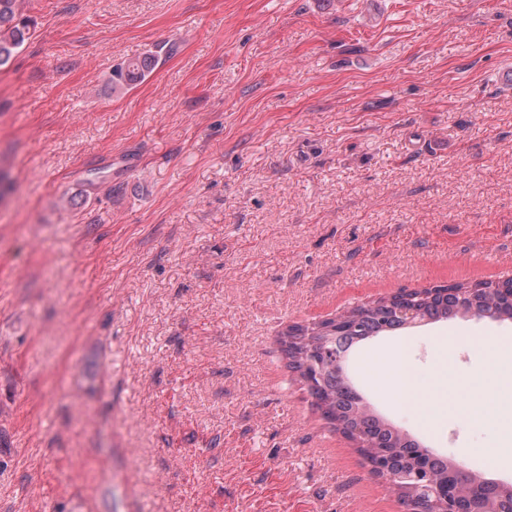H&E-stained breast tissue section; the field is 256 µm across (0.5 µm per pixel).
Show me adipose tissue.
Wrapping results in <instances>:
<instances>
[{
    "mask_svg": "<svg viewBox=\"0 0 512 512\" xmlns=\"http://www.w3.org/2000/svg\"><path fill=\"white\" fill-rule=\"evenodd\" d=\"M367 365L384 378L394 402L408 401L421 406L426 422L447 414L457 403V386L447 356H440L431 394H422L408 371L403 347L369 354Z\"/></svg>",
    "mask_w": 512,
    "mask_h": 512,
    "instance_id": "1",
    "label": "adipose tissue"
}]
</instances>
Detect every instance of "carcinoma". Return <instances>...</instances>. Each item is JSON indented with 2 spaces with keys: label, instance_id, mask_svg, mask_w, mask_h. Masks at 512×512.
I'll use <instances>...</instances> for the list:
<instances>
[{
  "label": "carcinoma",
  "instance_id": "obj_1",
  "mask_svg": "<svg viewBox=\"0 0 512 512\" xmlns=\"http://www.w3.org/2000/svg\"><path fill=\"white\" fill-rule=\"evenodd\" d=\"M22 0H0V66L8 63L30 35L31 21L22 16ZM159 55L149 52L123 61L112 68V92L118 93L142 83L155 69ZM476 309L493 320H512V280L478 281L439 286L433 291L402 292L377 299L370 306L350 310L341 331L333 322L318 329L292 325L279 338L288 369L302 379L313 381L309 391L324 417L356 445L364 457L371 453L384 461L391 472L390 489L407 508L422 506L406 488L402 474L410 471L441 475L454 488L452 512H512V487L488 483L439 455L428 454L419 441L401 433L376 414L360 409L362 399L349 379L336 369L326 367L316 374L313 351L316 343L328 340L331 347L350 352L366 341L407 326L403 312L412 310L416 320L429 324L468 314Z\"/></svg>",
  "mask_w": 512,
  "mask_h": 512
}]
</instances>
